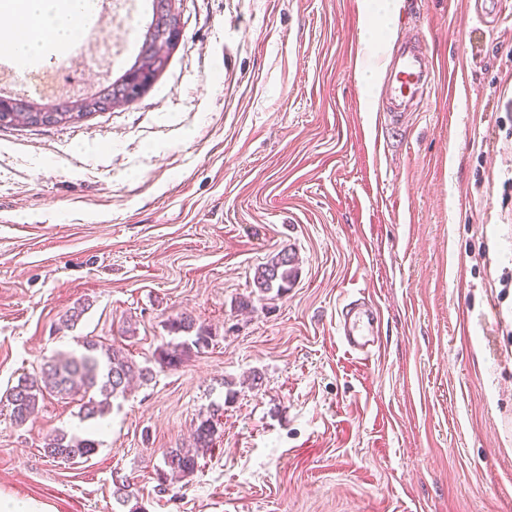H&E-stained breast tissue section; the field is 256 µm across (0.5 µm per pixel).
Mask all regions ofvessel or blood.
<instances>
[{"mask_svg": "<svg viewBox=\"0 0 512 512\" xmlns=\"http://www.w3.org/2000/svg\"><path fill=\"white\" fill-rule=\"evenodd\" d=\"M435 65L415 39L402 42L385 69V99L394 112L420 108L434 82ZM376 304L360 298L343 306L338 332L347 350L360 359L371 358L380 347Z\"/></svg>", "mask_w": 512, "mask_h": 512, "instance_id": "obj_1", "label": "vessel or blood"}]
</instances>
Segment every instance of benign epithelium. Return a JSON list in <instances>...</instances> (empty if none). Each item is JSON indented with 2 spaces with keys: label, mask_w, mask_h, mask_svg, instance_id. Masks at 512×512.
Here are the masks:
<instances>
[{
  "label": "benign epithelium",
  "mask_w": 512,
  "mask_h": 512,
  "mask_svg": "<svg viewBox=\"0 0 512 512\" xmlns=\"http://www.w3.org/2000/svg\"><path fill=\"white\" fill-rule=\"evenodd\" d=\"M177 2L178 0H160L159 10L156 11V34L153 41L143 46L139 62L112 85V93L98 101L97 111L109 112L116 103L137 101L142 89L153 81L158 58L166 43L176 41L181 36V18Z\"/></svg>",
  "instance_id": "obj_1"
}]
</instances>
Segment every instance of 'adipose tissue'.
Returning <instances> with one entry per match:
<instances>
[{
  "label": "adipose tissue",
  "mask_w": 512,
  "mask_h": 512,
  "mask_svg": "<svg viewBox=\"0 0 512 512\" xmlns=\"http://www.w3.org/2000/svg\"><path fill=\"white\" fill-rule=\"evenodd\" d=\"M92 0H21V13L0 29V47L19 64L40 60L70 46L91 23Z\"/></svg>",
  "instance_id": "ef3b65f1"
}]
</instances>
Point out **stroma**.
<instances>
[{
	"label": "stroma",
	"mask_w": 512,
	"mask_h": 512,
	"mask_svg": "<svg viewBox=\"0 0 512 512\" xmlns=\"http://www.w3.org/2000/svg\"><path fill=\"white\" fill-rule=\"evenodd\" d=\"M369 2L179 0L141 99L0 127V491L129 512L118 474L146 512H512V0L493 29L467 0H397L389 41L421 40L435 91L393 124L357 79ZM121 18L73 60L69 100L133 64ZM284 249L296 280L259 299ZM364 296L368 360L336 331ZM181 313L215 341L159 368ZM86 339L153 380L96 420L48 396L15 426L7 391ZM210 414L198 470L160 489L164 452ZM57 432L98 449L52 461Z\"/></svg>",
	"instance_id": "35a3bbf8"
}]
</instances>
